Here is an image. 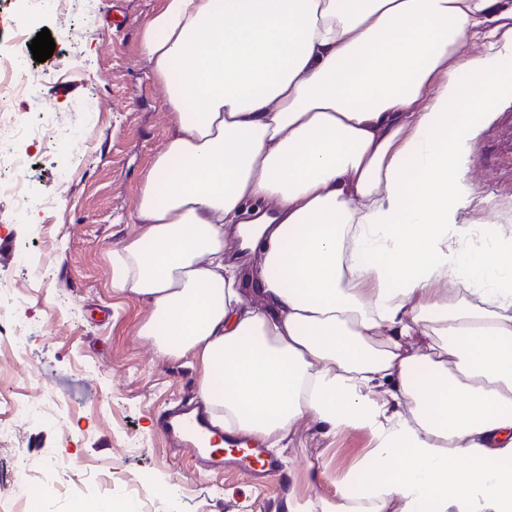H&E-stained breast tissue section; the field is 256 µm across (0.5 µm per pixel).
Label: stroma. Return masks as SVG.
<instances>
[{
    "label": "stroma",
    "instance_id": "obj_1",
    "mask_svg": "<svg viewBox=\"0 0 512 512\" xmlns=\"http://www.w3.org/2000/svg\"><path fill=\"white\" fill-rule=\"evenodd\" d=\"M159 5L74 0L65 31L54 12L27 16L0 0V44L20 24L31 39L45 28L57 36L51 58L26 57L27 92L12 106L33 121L50 106L57 118L42 140L17 146L31 157L21 177L39 202L35 223L0 206V283L22 298L32 327L23 354L0 348V396L18 402L40 392L65 412L0 440V496L11 461L21 460L55 466L68 480L109 473L113 489H138L148 512H287L289 496L315 502L335 497L349 475L372 477L369 433L333 436L309 420L278 449L281 474L256 483L237 471L205 472L156 429L165 409L195 399L196 365L141 339L148 306L111 286L112 252L137 231L129 216L168 134L164 91L139 49ZM473 160L466 223L512 225V102L477 137Z\"/></svg>",
    "mask_w": 512,
    "mask_h": 512
}]
</instances>
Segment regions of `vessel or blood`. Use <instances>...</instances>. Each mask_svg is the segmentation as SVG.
Segmentation results:
<instances>
[{"label":"vessel or blood","mask_w":512,"mask_h":512,"mask_svg":"<svg viewBox=\"0 0 512 512\" xmlns=\"http://www.w3.org/2000/svg\"><path fill=\"white\" fill-rule=\"evenodd\" d=\"M157 428L171 444L193 446L197 461L204 469L220 473L227 468H240L258 481L280 470L278 458L265 448L222 450L207 444L208 419L191 404L181 403L167 409L159 417Z\"/></svg>","instance_id":"b4317fda"}]
</instances>
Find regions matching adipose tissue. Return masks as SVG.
<instances>
[{
  "label": "adipose tissue",
  "mask_w": 512,
  "mask_h": 512,
  "mask_svg": "<svg viewBox=\"0 0 512 512\" xmlns=\"http://www.w3.org/2000/svg\"><path fill=\"white\" fill-rule=\"evenodd\" d=\"M140 52L169 134L112 253L138 336L223 433L371 435L362 494L289 512H512V226L461 221L512 0H162Z\"/></svg>",
  "instance_id": "1"
}]
</instances>
